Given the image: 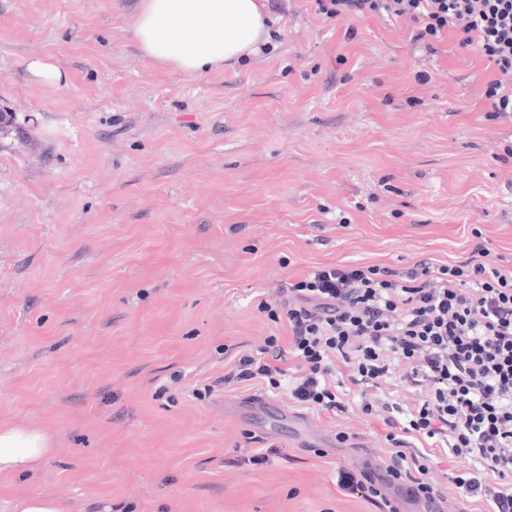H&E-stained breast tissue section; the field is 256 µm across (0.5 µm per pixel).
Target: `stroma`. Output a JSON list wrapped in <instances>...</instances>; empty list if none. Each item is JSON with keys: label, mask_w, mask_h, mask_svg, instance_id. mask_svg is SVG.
Wrapping results in <instances>:
<instances>
[{"label": "stroma", "mask_w": 512, "mask_h": 512, "mask_svg": "<svg viewBox=\"0 0 512 512\" xmlns=\"http://www.w3.org/2000/svg\"><path fill=\"white\" fill-rule=\"evenodd\" d=\"M275 2L270 53L188 74L138 49L139 0H0V422L53 441L0 475V512L31 493L67 512H376L337 471L384 458L382 421L194 389L285 335L254 297L312 267L512 261L494 66L453 35L413 43L408 21ZM45 58L62 83L29 71ZM466 467L431 464L439 512H492L460 498Z\"/></svg>", "instance_id": "35a3bbf8"}]
</instances>
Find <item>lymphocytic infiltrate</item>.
Returning a JSON list of instances; mask_svg holds the SVG:
<instances>
[{"mask_svg": "<svg viewBox=\"0 0 512 512\" xmlns=\"http://www.w3.org/2000/svg\"><path fill=\"white\" fill-rule=\"evenodd\" d=\"M313 2L328 20H410L418 41L455 32L497 67L501 77L486 94L497 116L512 115V0ZM257 309L288 335L234 356L221 384L284 389L296 405L334 416L355 403L387 428L389 464L380 473L339 471L342 490L379 512H399L387 489L406 476L407 498L432 505L428 463L449 455L470 463L453 479L465 497L512 512V266L428 258L401 272L326 264L259 297ZM394 380L414 390L412 404L393 401Z\"/></svg>", "mask_w": 512, "mask_h": 512, "instance_id": "f902f5d3", "label": "lymphocytic infiltrate"}]
</instances>
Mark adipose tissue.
<instances>
[{
  "mask_svg": "<svg viewBox=\"0 0 512 512\" xmlns=\"http://www.w3.org/2000/svg\"><path fill=\"white\" fill-rule=\"evenodd\" d=\"M132 33L144 56L186 73L223 68L267 39L260 0H141ZM50 451L43 430L0 423V474L34 472Z\"/></svg>",
  "mask_w": 512,
  "mask_h": 512,
  "instance_id": "adipose-tissue-1",
  "label": "adipose tissue"
}]
</instances>
